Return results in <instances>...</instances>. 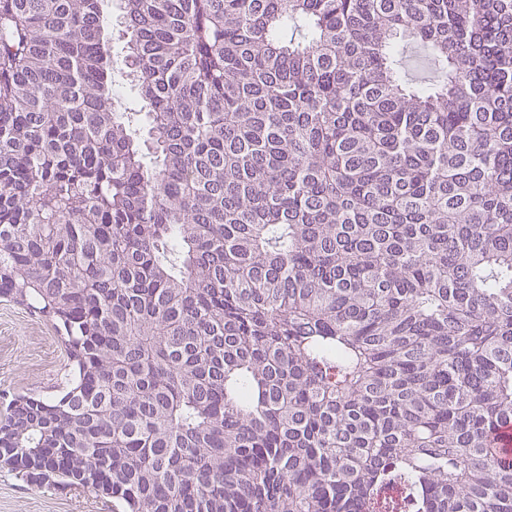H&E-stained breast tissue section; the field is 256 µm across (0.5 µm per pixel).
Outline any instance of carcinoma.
Returning a JSON list of instances; mask_svg holds the SVG:
<instances>
[{"instance_id":"obj_1","label":"carcinoma","mask_w":512,"mask_h":512,"mask_svg":"<svg viewBox=\"0 0 512 512\" xmlns=\"http://www.w3.org/2000/svg\"><path fill=\"white\" fill-rule=\"evenodd\" d=\"M109 2L0 0V295L70 361L0 465L112 512H512V0H121L118 52Z\"/></svg>"}]
</instances>
